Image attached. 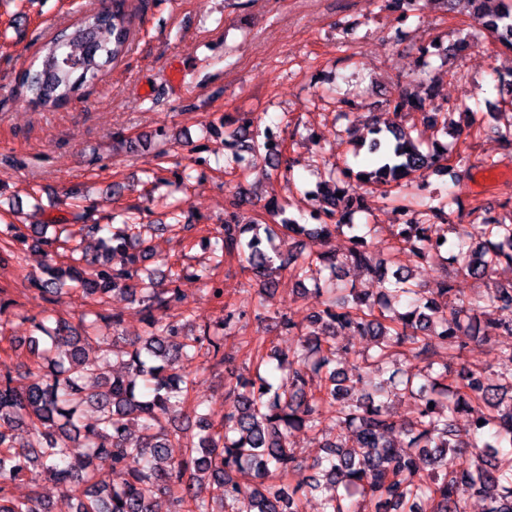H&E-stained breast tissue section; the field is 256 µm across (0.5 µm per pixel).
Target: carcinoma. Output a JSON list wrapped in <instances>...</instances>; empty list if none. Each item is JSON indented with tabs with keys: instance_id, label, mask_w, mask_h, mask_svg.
<instances>
[{
	"instance_id": "carcinoma-1",
	"label": "carcinoma",
	"mask_w": 512,
	"mask_h": 512,
	"mask_svg": "<svg viewBox=\"0 0 512 512\" xmlns=\"http://www.w3.org/2000/svg\"><path fill=\"white\" fill-rule=\"evenodd\" d=\"M470 2L474 22L512 51V0ZM134 17L131 0H110L85 12L42 43L19 77V90L40 112L81 97L129 51ZM432 91L428 87L422 97L406 87L393 103L400 119L421 113L433 129L430 139L412 135L413 125L383 127L373 117L367 124L369 167L330 169L319 184L321 203L305 222L285 217L274 201L268 204L290 240L324 242L335 233L346 235L345 260L332 251L275 245L270 225L240 223L243 201L235 193L228 196L223 233L212 246L216 264L226 255L238 257L268 294L279 288L284 270L294 284L311 280L314 291L327 297L304 326L285 313L276 316L280 332L297 338L295 349L259 356L250 379L235 376L228 384L230 407L217 424L197 414L196 431L172 427L193 387L192 363L204 357L225 364L230 357L224 355V337L207 328L195 333L191 320L167 313L177 289L139 277L137 262L150 251L142 225L127 221L98 238L99 255L77 243L67 262L50 259L42 276L32 279L39 294L58 291L67 279L97 304L110 293L126 292L138 302L146 331L128 339L120 335V317L96 309L84 314L83 329L102 331L98 340L105 352L120 353L123 371L106 376L82 352L84 336L75 328L53 323L48 315L32 320L26 383L17 382L11 366L0 365V512H52L40 492L17 497L10 490L19 475L34 469L76 501L75 512H155L160 492L169 496L172 512H301L304 490L290 484L300 467L290 437L297 430L318 433L327 419L338 431L324 439L326 453L311 464L316 476L308 485L322 491L321 512H366L369 505L374 512H465L466 496L483 501L485 512H512V347L500 351L499 372L489 377L469 361L468 345L461 341L512 335V279L465 304L448 279L426 289L395 262L400 253L414 263L451 259L459 271L487 282L500 268L512 271V213L500 219L474 197L470 213L482 222L460 227L451 242L436 222L448 220L451 206L461 204L458 194L414 192L417 179L451 161L453 151L443 137L477 124L465 100L457 119L430 106ZM230 138L238 165L262 150L276 168L285 159L279 133L251 119ZM373 191L397 203L400 223L387 248L375 241L372 227L354 223ZM58 228L48 238L45 225H34L35 246L72 241L69 225ZM349 263L379 290L339 287V271ZM486 308L498 318L483 324L479 312ZM245 317L228 305L220 326L234 328ZM345 336L369 337L373 348L357 356L349 373L340 368L348 355L340 345ZM440 344L458 351L460 369L452 378L447 366L433 360ZM372 374L380 376L377 392L364 394L359 385ZM403 397L416 404L407 423L392 411ZM85 407L97 411L92 424L81 421ZM461 415L468 417L465 430L458 426ZM22 427L43 442H18L15 431ZM75 448L84 454L75 457ZM101 457L111 461L108 474L95 464Z\"/></svg>"
}]
</instances>
